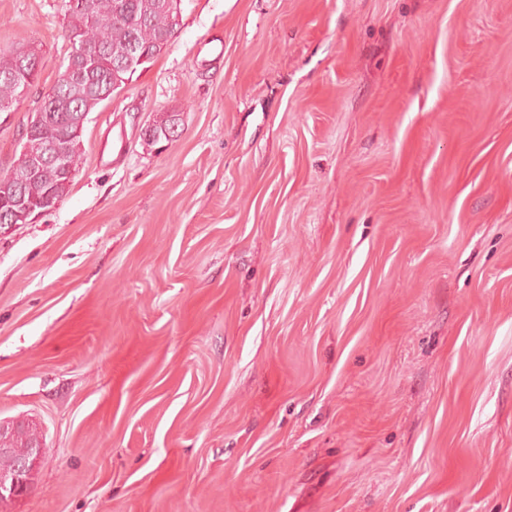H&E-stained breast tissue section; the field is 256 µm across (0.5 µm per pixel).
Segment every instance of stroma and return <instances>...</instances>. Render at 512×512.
Here are the masks:
<instances>
[{"label": "stroma", "instance_id": "stroma-1", "mask_svg": "<svg viewBox=\"0 0 512 512\" xmlns=\"http://www.w3.org/2000/svg\"><path fill=\"white\" fill-rule=\"evenodd\" d=\"M37 47L0 174L68 53ZM0 235V512H512V0H182ZM181 115L176 141L148 125ZM10 171L11 169L7 170L5 174L0 175V196L1 199L3 197L5 200L11 201L12 208L22 213L14 212V215H10L7 222L2 221V224H0V234L7 233L15 224H26L37 215L54 208L58 204L59 199H63L68 193L74 178L69 179L63 170L56 165L45 167L40 173L25 179L21 183L18 182L12 173L10 174ZM50 192L59 199L50 196L37 206L38 209L32 207L29 211H24L29 206L36 205L37 202ZM31 216L33 217L28 219ZM2 229L4 230L2 231ZM14 441L15 443L11 445ZM3 446L9 447L1 448ZM37 447V437L29 429L18 426L16 438L12 427L0 424V449L13 448L10 451H0V474L11 473L21 464L13 473L0 475V494L8 495L0 496V501L6 500L9 496H18L27 489L30 467L28 461L24 459L29 455L31 448H34L32 454L35 459L38 458L41 449Z\"/></svg>", "mask_w": 512, "mask_h": 512}]
</instances>
